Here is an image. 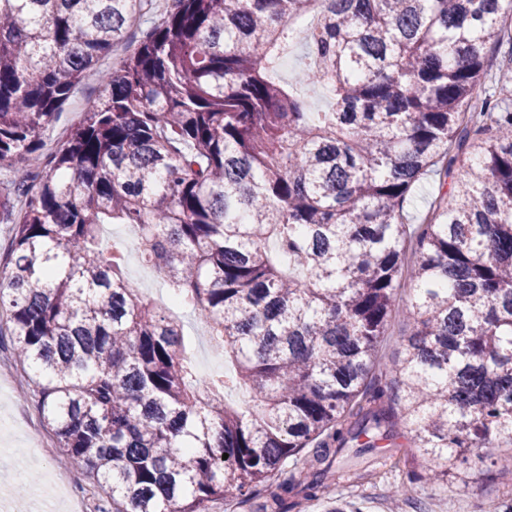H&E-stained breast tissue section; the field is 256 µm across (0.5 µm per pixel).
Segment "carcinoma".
<instances>
[{"label":"carcinoma","mask_w":512,"mask_h":512,"mask_svg":"<svg viewBox=\"0 0 512 512\" xmlns=\"http://www.w3.org/2000/svg\"><path fill=\"white\" fill-rule=\"evenodd\" d=\"M146 2L0 0V347L35 371L31 399L93 474L98 512H300L394 468L402 425L437 478L511 448L504 0H165L144 28ZM314 11L309 63L280 84ZM118 44L106 96L34 172ZM491 74L500 98L479 93ZM429 175L437 196L407 224ZM106 224L140 226L144 260L232 372L194 373L181 325L135 294L124 247H103ZM397 314L406 347L388 366ZM239 388L248 405H226ZM105 85L97 74L87 73L82 80L81 92L73 100L64 105L62 112L59 113L57 121L49 127L44 133V140L48 147L54 146L63 139L69 130L76 125L82 118V100L85 97H99L105 95ZM80 105V108L78 106ZM437 194V187L430 179H423L414 187L406 207L407 222L417 224L427 215Z\"/></svg>","instance_id":"obj_1"}]
</instances>
